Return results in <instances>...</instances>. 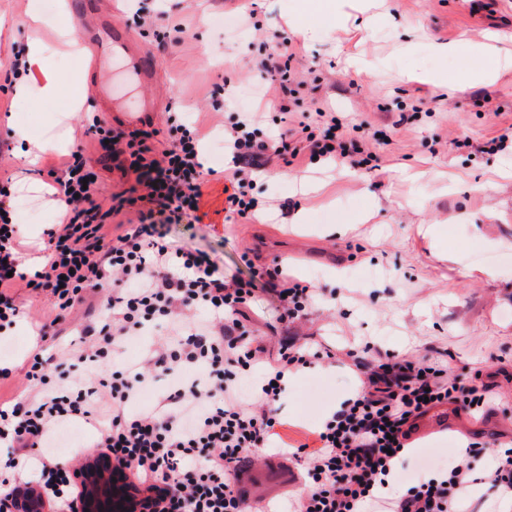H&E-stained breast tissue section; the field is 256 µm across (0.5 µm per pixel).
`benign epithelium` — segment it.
Listing matches in <instances>:
<instances>
[{"mask_svg":"<svg viewBox=\"0 0 512 512\" xmlns=\"http://www.w3.org/2000/svg\"><path fill=\"white\" fill-rule=\"evenodd\" d=\"M80 486L78 512H140V497L118 479L112 457L100 453L86 459L75 471ZM14 512H51L38 488L21 486L13 492Z\"/></svg>","mask_w":512,"mask_h":512,"instance_id":"7a95c632","label":"benign epithelium"}]
</instances>
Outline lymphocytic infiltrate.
I'll list each match as a JSON object with an SVG mask.
<instances>
[{
	"label": "lymphocytic infiltrate",
	"mask_w": 512,
	"mask_h": 512,
	"mask_svg": "<svg viewBox=\"0 0 512 512\" xmlns=\"http://www.w3.org/2000/svg\"><path fill=\"white\" fill-rule=\"evenodd\" d=\"M320 117L327 129L319 137L305 128L267 135L249 117L225 128L224 145L237 164L225 203L237 221L257 218L253 175L265 155L289 167L305 154L342 166L361 164L365 144L337 138L333 113ZM86 125L110 154L128 156L136 185L132 194H115L110 206H102L83 153H72L54 178L66 208L33 275L18 270V230L8 194L0 189V328L20 313L17 285L49 293L60 323L87 291L113 284L84 347L56 361L34 353L26 393L0 405V443L13 449L0 464V512H12V493L26 484L34 466L54 512H76L79 489L70 470L42 451L51 431L76 419L97 430L98 448L144 492L147 512H249L238 491V464L269 447L271 414L286 380L328 353L284 342L277 358H269L240 315L258 290L269 289L280 295L286 316L298 317L312 290L288 278L278 263L246 279H228L207 253L169 244L164 225L193 216L202 195V138L195 128L176 125L172 147L157 158L153 132H116L94 115ZM128 212L136 214V224L108 237L106 226ZM198 310L209 321L182 330L186 314ZM153 320L170 325L165 342L136 365H114L116 344ZM353 365L364 375L363 385L322 423L316 448L299 446L306 459L301 491L283 512H374L379 506L386 512H457L474 481L471 466H449L437 477L408 481L406 491L396 493L395 458L408 449L417 419L442 405L481 408L485 388L449 380L447 368L406 356L376 362L357 356ZM71 366L83 367V382L72 383ZM190 367L200 372L199 382H183ZM160 373L176 380L165 404L133 411L138 393Z\"/></svg>",
	"instance_id": "lymphocytic-infiltrate-1"
}]
</instances>
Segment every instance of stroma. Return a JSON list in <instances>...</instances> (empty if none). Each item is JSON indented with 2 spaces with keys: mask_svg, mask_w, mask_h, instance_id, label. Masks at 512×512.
<instances>
[{
  "mask_svg": "<svg viewBox=\"0 0 512 512\" xmlns=\"http://www.w3.org/2000/svg\"><path fill=\"white\" fill-rule=\"evenodd\" d=\"M154 24L140 25L129 0H120L117 22L134 47L154 57L156 75L144 94L156 109L142 115L156 130V151L170 148L172 122L197 126L205 143L223 135L242 113L262 112L267 128L276 119L289 126L316 125L318 109L336 113L349 137L368 143L376 161L361 168L329 167L305 159L286 167L269 157L257 172L253 194L268 213L255 224H237L225 209L224 187L232 178L223 157L207 155L202 198L196 218L166 225L168 239L207 252L225 276H249L250 264L280 259L290 276L312 288L305 315L282 322V307L273 291L257 292L246 311L245 325L269 349L281 338L316 342L336 355L330 366L312 364L293 377L274 413L275 432L289 447L312 443L325 416L359 388L353 355L368 359L406 354L447 367L449 378L478 377L489 388L483 412L469 414L446 406V427L413 438L411 454L400 470L421 477L433 473L426 452L455 463L465 443L481 442L476 471H483L512 448V69L498 70L492 84L455 92L463 77V56L443 61L433 44L466 48L491 43L485 64L512 56V0H385L384 18L371 30L356 25L333 37L311 41L289 24L299 0H141ZM253 12L258 31L230 36L211 28L222 14L239 19ZM34 0H0V186L36 192L37 215L18 212L24 259H32L61 208L50 201V168L60 167L76 148L91 149L84 133L86 113L105 125L131 126L130 114L112 111L95 97L91 84H105L108 71L94 83H82L83 102L72 107L69 85L56 98L36 106L17 105L9 75L14 55L29 40L51 50L54 72L88 75L86 52L70 53L56 29L69 22L68 11L32 27ZM184 31H177V24ZM289 38L294 76L288 113L276 112L279 88L262 66L267 43ZM353 56L369 60L374 74L348 64ZM430 70L438 79H408V72ZM252 98L239 105L240 91ZM225 96L223 111L211 108L213 96ZM23 126L52 139L55 149L35 165L14 156V132ZM493 182L490 194L480 185ZM436 225L450 247L438 254L427 225ZM343 270L336 279L334 270ZM111 286L90 291L75 319L40 337L39 323L54 316L53 299L28 289L16 291L20 318L0 330L9 353L0 360L13 372L0 380V401L23 392L25 361L36 351L56 355L79 347L83 330L104 310Z\"/></svg>",
  "mask_w": 512,
  "mask_h": 512,
  "instance_id": "35a3bbf8",
  "label": "stroma"
}]
</instances>
